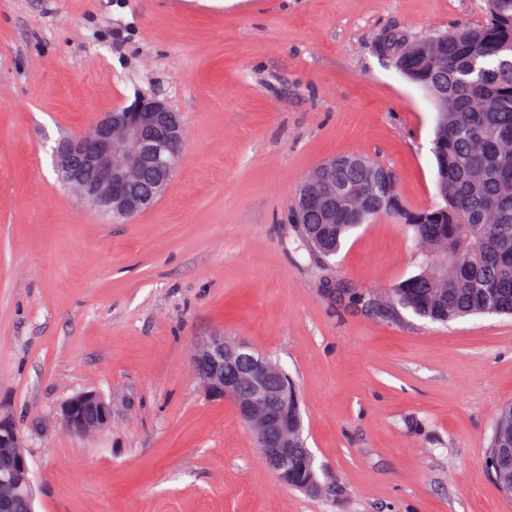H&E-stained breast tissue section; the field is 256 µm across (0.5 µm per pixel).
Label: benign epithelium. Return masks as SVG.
I'll return each instance as SVG.
<instances>
[{
  "instance_id": "7a95c632",
  "label": "benign epithelium",
  "mask_w": 512,
  "mask_h": 512,
  "mask_svg": "<svg viewBox=\"0 0 512 512\" xmlns=\"http://www.w3.org/2000/svg\"><path fill=\"white\" fill-rule=\"evenodd\" d=\"M185 127L166 99L143 96L131 105L106 112L88 130L65 136L53 149L62 181L92 206L123 217L147 208L170 183L182 155ZM355 169L362 181L396 182L363 157L330 159L309 177L310 202L330 216L338 202L357 195L353 183L336 182V166ZM154 172L146 191L143 173ZM195 370L207 392L230 401L253 433L266 466L286 486L296 485L294 473L313 466L311 451L296 444L298 431L288 415L286 383L277 366L249 345L216 337L194 354ZM55 423L74 436H85L112 424V403L96 391L77 393L61 403ZM0 512L22 497L34 512L33 473L23 437L12 416L0 414ZM491 472L498 484L512 485V448L494 449Z\"/></svg>"
}]
</instances>
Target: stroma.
<instances>
[{
    "mask_svg": "<svg viewBox=\"0 0 512 512\" xmlns=\"http://www.w3.org/2000/svg\"><path fill=\"white\" fill-rule=\"evenodd\" d=\"M486 17L485 0H0V409L35 512H512L487 466L512 316L353 303L418 273L411 229L373 219L323 261L288 219L348 153L432 204L436 114L375 42ZM154 94L184 119L181 161L116 223L65 189L53 149ZM219 334L296 381L319 495L283 485L202 388L193 356ZM85 390L111 426L35 433Z\"/></svg>",
    "mask_w": 512,
    "mask_h": 512,
    "instance_id": "1",
    "label": "stroma"
}]
</instances>
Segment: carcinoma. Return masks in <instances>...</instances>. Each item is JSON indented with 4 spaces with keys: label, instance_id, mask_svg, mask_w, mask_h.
<instances>
[{
    "label": "carcinoma",
    "instance_id": "1",
    "mask_svg": "<svg viewBox=\"0 0 512 512\" xmlns=\"http://www.w3.org/2000/svg\"><path fill=\"white\" fill-rule=\"evenodd\" d=\"M487 21L454 26L427 42L394 48L389 66L428 94L448 98L434 141L436 201L406 208L380 186H365L336 222L300 214L304 243L328 258L359 223L393 216L422 248L420 272L389 288L388 312L409 310L448 323L470 316L512 315V0H486ZM512 440V402L490 448Z\"/></svg>",
    "mask_w": 512,
    "mask_h": 512
}]
</instances>
